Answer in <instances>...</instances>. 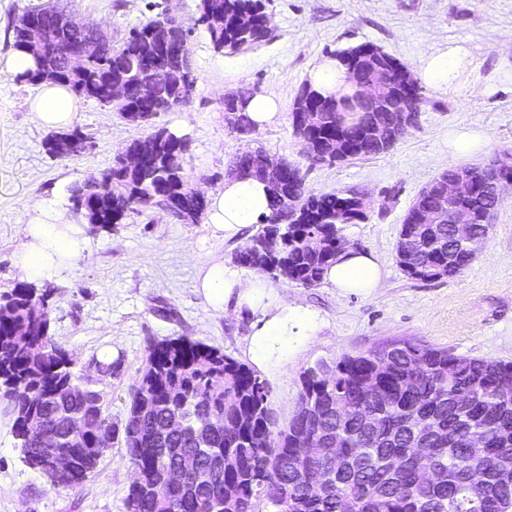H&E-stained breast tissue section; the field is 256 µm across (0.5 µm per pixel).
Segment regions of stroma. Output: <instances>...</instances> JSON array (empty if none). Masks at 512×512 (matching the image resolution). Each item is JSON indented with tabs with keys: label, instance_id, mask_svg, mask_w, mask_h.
<instances>
[{
	"label": "stroma",
	"instance_id": "stroma-1",
	"mask_svg": "<svg viewBox=\"0 0 512 512\" xmlns=\"http://www.w3.org/2000/svg\"><path fill=\"white\" fill-rule=\"evenodd\" d=\"M172 2L183 19L200 0H63L75 19L105 29L121 44L132 28ZM272 40L235 55L214 53L202 31L190 36L197 87L185 108L164 112L157 125L189 137L187 170L205 190L223 188L236 155L260 147L301 168L305 187L319 194L351 190L367 203L366 218L347 225L352 248L376 251L384 268L372 292H341L323 282L307 288L267 279L277 303L300 305L315 317L309 336L289 337L287 362H272L259 377L270 389L278 424L292 417L302 376L318 363L335 365L395 340H411L457 355L512 362V186L476 259L459 275L438 281L411 278L396 260L403 218L415 195L451 166L481 164L512 153V0H266ZM373 44L416 67L444 44H461L468 62L443 91L423 88L416 123L387 152L333 164H311L293 134L292 105L309 69L323 57ZM248 87L275 97L281 118L245 139L224 125L225 94ZM35 85L0 71V291L24 282L17 264L19 224H72L69 187L111 166L129 140L147 127L124 121L92 99H81L75 122L94 143L79 155L51 156L49 128L30 110ZM474 129L486 141L469 157L453 155L448 132ZM245 228L226 239L206 223L183 224L145 209L125 223L85 225V250L53 277L50 333L83 367L117 350L112 376L100 388L114 425H122L129 387L150 341L187 337L221 348L240 363L249 338L264 320L260 309L217 314L195 291L197 268L213 261L237 267L236 253L256 233ZM120 441L82 486L49 485L22 461L7 403L0 398V512H126L129 487Z\"/></svg>",
	"mask_w": 512,
	"mask_h": 512
}]
</instances>
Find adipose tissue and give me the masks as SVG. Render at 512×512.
I'll use <instances>...</instances> for the list:
<instances>
[{
    "label": "adipose tissue",
    "instance_id": "obj_1",
    "mask_svg": "<svg viewBox=\"0 0 512 512\" xmlns=\"http://www.w3.org/2000/svg\"><path fill=\"white\" fill-rule=\"evenodd\" d=\"M468 53L460 46L440 47L420 64L428 86L437 91L447 89L455 77L456 67L465 62ZM41 124L48 128H63L76 119L80 100L71 89L60 84H43L30 103ZM269 212V197L265 183L254 178L229 176L223 189L211 193L207 218L214 231L225 236L235 235L242 227L259 223ZM19 233L23 247L18 255L22 272L32 279L52 275L64 259L76 255L83 247L78 228L73 224H21ZM383 270L377 254L349 249L336 258L327 270L326 280L341 291L369 292L380 286ZM197 290L211 310L224 313L228 305L262 308L263 324L252 335L247 353L258 368L267 367L282 350L288 333H304L310 319L304 309L284 308L267 303L266 289L259 279L242 278L236 271L216 261L200 266Z\"/></svg>",
    "mask_w": 512,
    "mask_h": 512
}]
</instances>
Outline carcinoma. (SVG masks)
<instances>
[{
	"label": "carcinoma",
	"mask_w": 512,
	"mask_h": 512,
	"mask_svg": "<svg viewBox=\"0 0 512 512\" xmlns=\"http://www.w3.org/2000/svg\"><path fill=\"white\" fill-rule=\"evenodd\" d=\"M198 16L187 29L177 28L179 41L199 29L217 54H236L265 43L271 36L264 0H200ZM26 10L14 25V47L30 51L26 28L40 17ZM158 13L141 22L118 47L90 57L73 69L61 66V51L69 33L61 30L56 45L34 55L36 67L17 76L32 85H66L79 97L104 104L109 83L123 84L128 96L112 111L144 112L155 141L151 160L136 169L122 165L116 153L105 170L111 183L100 197L80 182L68 189L69 200L89 199L86 219L112 212L121 224L141 213L157 192L180 200L176 219L198 224L206 202L197 200L185 162L189 140L165 127L157 117L188 106L197 77L190 44L182 57L160 58L153 29ZM383 94H400L409 108L419 111L423 100L418 80L407 93L403 63L383 54L378 59ZM154 85V95L137 94L140 81ZM304 100L312 125L306 151L317 162L322 148L338 147V161L369 157L387 151L374 139L378 109L352 100L324 96L309 85L295 101ZM224 124L232 133L256 134L249 116L232 99L224 101ZM253 169V177L268 182L269 154L258 148L235 159ZM499 175L495 162L472 167L474 193ZM293 203L269 194V213L236 261L259 273L306 287L323 280L325 270L347 249L344 228L358 221L352 210L355 192L338 190L314 194L299 178L290 186ZM428 201L419 192L407 210L397 243V260L411 277L422 281L451 279L469 265L468 253L488 239L490 225L479 223L472 210L474 242L454 237L450 224H418L419 205ZM298 210L295 222L281 223L288 207ZM269 236L281 238L276 254L260 247ZM48 293L26 284L0 293V389L13 416V434L24 464L38 470L53 458L66 438L93 441L100 431L116 435L103 411L102 391L83 381L76 362L52 340ZM269 387L246 365L214 346L186 337L152 342L130 390L122 439L128 465L145 476L131 485L127 512H512V362L455 355L428 344L411 342L381 346L364 354L345 356L322 375L314 369L303 375L296 410L284 427L278 426L268 399ZM316 400L313 420L306 400ZM181 413L187 430H170L169 418ZM36 416L42 430L35 434L26 421ZM426 441L429 454L412 455V441ZM323 448L316 471L298 469L294 458L309 439ZM110 449L72 448L68 468L53 486L74 490L98 467ZM240 465L224 467V451ZM401 459L393 470L387 459ZM186 457L202 468L221 467L224 490L196 485L187 479L179 489L168 486L166 474ZM436 470L442 479L421 483L422 471Z\"/></svg>",
	"instance_id": "carcinoma-1"
}]
</instances>
